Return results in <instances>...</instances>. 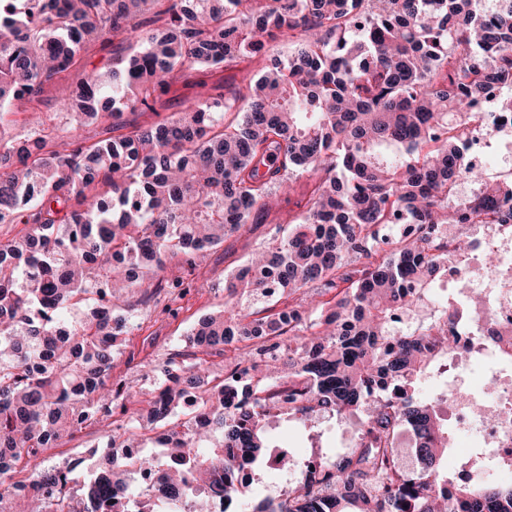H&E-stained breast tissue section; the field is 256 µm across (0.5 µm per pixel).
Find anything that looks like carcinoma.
<instances>
[{
    "instance_id": "cac0c4a2",
    "label": "carcinoma",
    "mask_w": 512,
    "mask_h": 512,
    "mask_svg": "<svg viewBox=\"0 0 512 512\" xmlns=\"http://www.w3.org/2000/svg\"><path fill=\"white\" fill-rule=\"evenodd\" d=\"M159 24L107 73L87 72L62 105L66 128L23 140L10 116L80 66L91 39ZM289 46L253 73L267 39ZM241 67L242 87L94 143L76 131L122 112L155 111L193 67ZM493 88L512 90V0H0V504L19 512H155L133 486L156 478L168 512H209L213 487L246 512H512V483L450 481L448 394L416 396L432 367L448 372L457 312L436 301L448 262L473 247L476 224H512V182L468 161V113ZM304 209L224 278V310L186 342L231 352L224 377L171 353L107 447L158 432V456L116 454L79 510L70 469L38 463L86 423L126 411L108 380L125 315L82 302L159 287L169 257L193 256L240 231L253 211L304 175ZM474 186L461 197L459 180ZM250 299L247 307L240 304ZM415 316L398 326L396 312ZM200 403L183 410V399ZM362 417L354 444L295 486L246 499L240 475L272 451L267 424ZM415 437V468L399 436ZM28 481H12L19 464Z\"/></svg>"
}]
</instances>
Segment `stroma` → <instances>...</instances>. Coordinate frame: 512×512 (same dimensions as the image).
Instances as JSON below:
<instances>
[{
    "mask_svg": "<svg viewBox=\"0 0 512 512\" xmlns=\"http://www.w3.org/2000/svg\"><path fill=\"white\" fill-rule=\"evenodd\" d=\"M133 39L117 36L107 42L87 44L82 57L85 68L100 72L111 70L115 59L132 54ZM79 76L71 71L45 85L42 94L29 104L27 111L15 117L12 134L27 137L34 129L64 127L66 117L61 112V102L69 94ZM239 83L237 70L219 72L193 70L188 72L170 90L160 95L152 112L124 111V126L148 127L158 120L180 112L189 101L212 93L215 87H223L225 93L235 92ZM311 178H301L278 194L272 219L253 213L252 222L244 230L226 235L223 243L199 253L193 261L184 256L167 259L160 278L163 289L152 297L143 299L131 295L114 301L115 310H132L134 327L125 335L112 365L111 379L124 383L130 392L149 387L144 377L145 364L163 363L174 350L183 348L187 332L199 318L223 310L224 277L266 241L274 229L275 221H288L299 214L311 189ZM135 402H128L127 410L116 413L113 421L91 423L79 431L75 438L63 439L46 449L41 461L47 466L74 465L72 481L67 494L73 505H80L90 471L95 464L94 451L103 450L113 425L126 421L135 412ZM353 425L340 427L331 433L326 423L314 428H303L299 423L274 418L269 422V433L275 443L295 456H331L345 452L353 440Z\"/></svg>",
    "mask_w": 512,
    "mask_h": 512,
    "instance_id": "obj_1",
    "label": "stroma"
}]
</instances>
